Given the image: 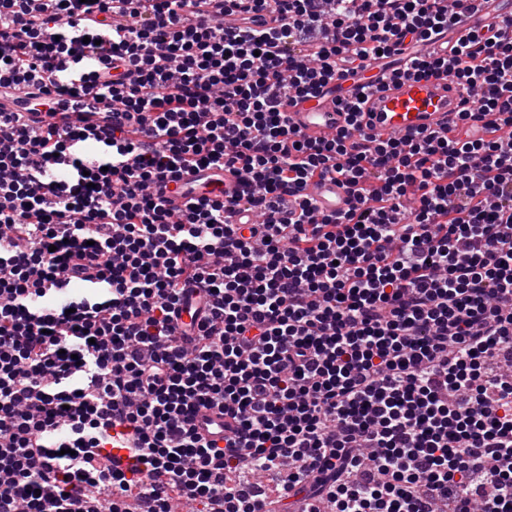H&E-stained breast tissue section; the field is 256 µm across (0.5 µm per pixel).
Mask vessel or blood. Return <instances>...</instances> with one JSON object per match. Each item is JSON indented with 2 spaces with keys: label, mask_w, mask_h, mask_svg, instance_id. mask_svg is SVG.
<instances>
[{
  "label": "vessel or blood",
  "mask_w": 512,
  "mask_h": 512,
  "mask_svg": "<svg viewBox=\"0 0 512 512\" xmlns=\"http://www.w3.org/2000/svg\"><path fill=\"white\" fill-rule=\"evenodd\" d=\"M496 24L501 35L512 36V5L504 0H479L476 10L467 14L460 33L488 24ZM363 97V126L376 138L403 140L417 132L444 130L462 109L466 93L453 78L417 79L409 75L394 78L381 74L378 64L367 66L356 75L346 74L327 86L320 99H289L290 123L303 136L320 139L346 127L349 119L344 109L347 101ZM235 176L218 167H202L168 183L166 196L175 206L186 196L210 191L231 192ZM307 192L319 211L340 214L347 210L349 198L335 181L311 183ZM199 432L207 438L223 440L224 416L215 410L200 411L196 417Z\"/></svg>",
  "instance_id": "1"
}]
</instances>
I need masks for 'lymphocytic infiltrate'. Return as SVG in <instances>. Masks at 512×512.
I'll return each instance as SVG.
<instances>
[{"mask_svg": "<svg viewBox=\"0 0 512 512\" xmlns=\"http://www.w3.org/2000/svg\"><path fill=\"white\" fill-rule=\"evenodd\" d=\"M475 2L0 0L23 103L0 108V512H512V39L455 36ZM380 57L470 108L404 142L357 101L324 140L289 124L288 97ZM205 165L239 191L169 206L161 184ZM328 177L342 214L306 193ZM85 283L106 298L44 305ZM272 468L274 494L240 478ZM199 432L219 442L224 439V415L215 410H202L196 417Z\"/></svg>", "mask_w": 512, "mask_h": 512, "instance_id": "f902f5d3", "label": "lymphocytic infiltrate"}]
</instances>
